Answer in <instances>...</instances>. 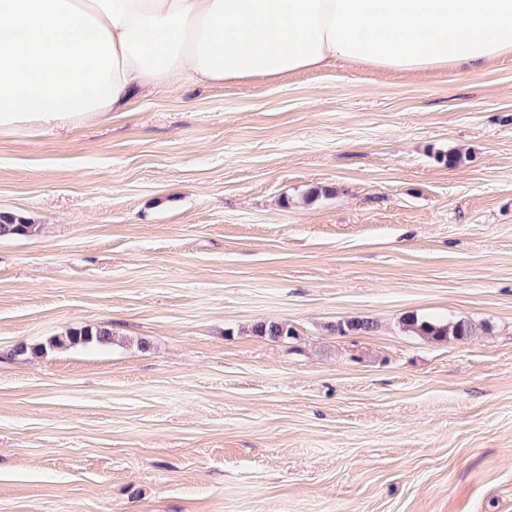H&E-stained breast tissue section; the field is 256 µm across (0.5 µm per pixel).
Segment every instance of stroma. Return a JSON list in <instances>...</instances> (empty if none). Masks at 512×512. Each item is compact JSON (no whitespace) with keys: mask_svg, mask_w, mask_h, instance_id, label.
Segmentation results:
<instances>
[{"mask_svg":"<svg viewBox=\"0 0 512 512\" xmlns=\"http://www.w3.org/2000/svg\"><path fill=\"white\" fill-rule=\"evenodd\" d=\"M0 213V512H512V58L186 77L1 135ZM403 325L408 331L434 342L467 340L477 332L476 325L468 320L440 322L422 319L416 315L406 316ZM253 335L267 337L273 340H287L297 336L298 332L287 323L275 321H262L253 325ZM114 341L112 331L105 326L81 327L69 330L63 339L55 343L59 347L76 345L107 346Z\"/></svg>","mask_w":512,"mask_h":512,"instance_id":"obj_1","label":"stroma"}]
</instances>
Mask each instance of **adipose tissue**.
<instances>
[{
	"mask_svg": "<svg viewBox=\"0 0 512 512\" xmlns=\"http://www.w3.org/2000/svg\"><path fill=\"white\" fill-rule=\"evenodd\" d=\"M512 57V0H0V134L65 131L157 85Z\"/></svg>",
	"mask_w": 512,
	"mask_h": 512,
	"instance_id": "adipose-tissue-1",
	"label": "adipose tissue"
}]
</instances>
